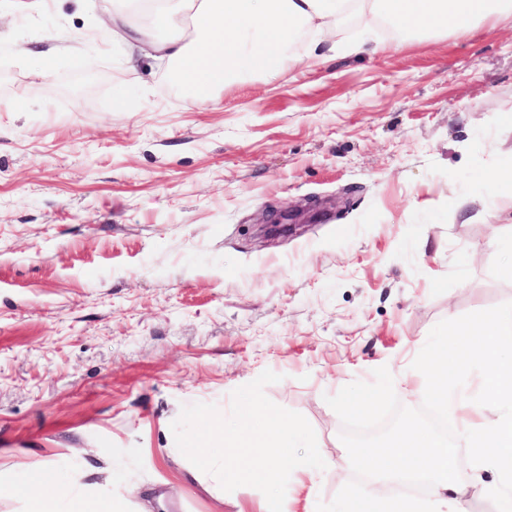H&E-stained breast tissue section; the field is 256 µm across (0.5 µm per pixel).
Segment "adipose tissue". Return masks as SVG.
<instances>
[{
    "instance_id": "obj_1",
    "label": "adipose tissue",
    "mask_w": 512,
    "mask_h": 512,
    "mask_svg": "<svg viewBox=\"0 0 512 512\" xmlns=\"http://www.w3.org/2000/svg\"><path fill=\"white\" fill-rule=\"evenodd\" d=\"M349 13L384 19L404 32H462L512 13V0H156L151 23L166 30L162 41L148 39L122 9L101 18L100 28L130 49L161 53L173 63L176 82L206 104L237 76L293 60L296 32L316 34L310 59L335 51L328 38ZM475 367L482 372L481 392L473 398L459 384ZM404 384L449 415L453 433L413 424L375 447L353 448L347 464L368 475L369 488L345 491L343 512H462L459 448L468 449L474 473L468 494L494 499L496 512H512V307L435 338ZM487 469L500 474L496 488L480 478ZM421 480L429 487L425 497L393 501L385 495V484ZM2 497L22 499L25 512H125L122 495L62 481L49 463L23 481L0 480Z\"/></svg>"
}]
</instances>
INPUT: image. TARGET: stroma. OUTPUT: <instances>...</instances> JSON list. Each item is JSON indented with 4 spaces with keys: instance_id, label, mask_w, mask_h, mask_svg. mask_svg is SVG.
Listing matches in <instances>:
<instances>
[{
    "instance_id": "obj_1",
    "label": "stroma",
    "mask_w": 512,
    "mask_h": 512,
    "mask_svg": "<svg viewBox=\"0 0 512 512\" xmlns=\"http://www.w3.org/2000/svg\"><path fill=\"white\" fill-rule=\"evenodd\" d=\"M0 0V477L53 462L127 512H261L178 450L182 406L270 370L331 469L291 474L293 512H341L355 443L430 422L404 365L449 322L512 304V17L411 37L350 16L339 51L191 105L172 67L88 32L113 0ZM95 70L89 96L57 87ZM481 216L462 222L456 199ZM324 212L286 237L283 210ZM376 387L362 413L341 395ZM299 214L288 211L280 214L277 221L272 224H260L259 231L263 237L273 238L295 233L297 227L304 225L297 222Z\"/></svg>"
}]
</instances>
